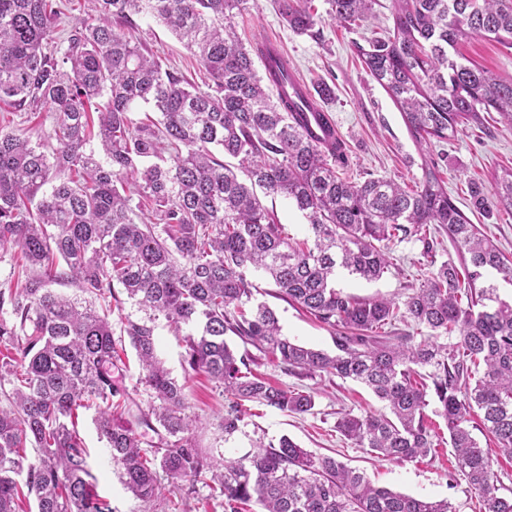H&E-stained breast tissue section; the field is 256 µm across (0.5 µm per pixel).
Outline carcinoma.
<instances>
[{
	"mask_svg": "<svg viewBox=\"0 0 512 512\" xmlns=\"http://www.w3.org/2000/svg\"><path fill=\"white\" fill-rule=\"evenodd\" d=\"M90 2L97 22L58 41L50 0H0V101L54 111L45 139L0 127V251L22 261L16 284L0 289V346L13 351L9 407H0V512H19L25 493L36 512H116L97 492L76 430L80 409L95 411L143 512L162 507L164 476L191 485L210 478L224 512L251 500L261 512H456L446 499L376 487L287 437L259 440L242 459L202 451L185 385L157 355L161 322L183 333L189 370L224 388V436L242 431L247 402L293 414L315 408L314 393L255 376L254 357L231 348L232 334L291 374L365 385L389 413H347L336 429L390 462L435 447L425 413L433 396L457 475L483 512H512L493 460L495 450L512 455V304L489 279L512 285V264L454 204L437 162L424 160L410 191L386 177H340L346 148L314 140L298 106L271 99L269 77L237 36L234 17L250 0ZM327 2L335 21L373 17L375 0ZM279 11L295 34L318 35L308 0H279ZM391 13L384 36L354 49L419 148L457 137L482 112L512 125V81L457 51L473 35L512 48V0H392ZM131 15L168 27L204 69V86L162 68L112 23ZM139 104L156 117L136 121ZM259 190L293 202L312 240L288 236ZM471 193L475 209L512 215V169ZM432 224L468 255L463 266L441 263L402 301L336 288L338 268L381 278L394 239L418 241L421 255L433 256ZM253 273L336 331V352L284 336L276 313L253 299ZM65 282L73 293L54 288ZM116 285L133 311L124 312ZM114 314L148 395L131 422ZM409 323L427 333L400 331ZM476 409L495 450L469 430Z\"/></svg>",
	"mask_w": 512,
	"mask_h": 512,
	"instance_id": "carcinoma-1",
	"label": "carcinoma"
}]
</instances>
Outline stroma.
I'll list each match as a JSON object with an SVG mask.
<instances>
[{"label":"stroma","mask_w":512,"mask_h":512,"mask_svg":"<svg viewBox=\"0 0 512 512\" xmlns=\"http://www.w3.org/2000/svg\"><path fill=\"white\" fill-rule=\"evenodd\" d=\"M373 26L343 25L327 16L326 0H311L321 16V35L311 38L296 35L281 18L276 0H257L255 5L236 15V30L245 45L266 39L280 43L297 77L309 88L329 86L332 94L323 106L337 122L347 145L348 164L343 174L360 182L368 177L394 179L401 186L414 188L422 177L425 157H432L446 182L456 206L490 237L512 261V218L485 215L475 211L470 187L478 183L492 187L503 170L512 168V127L501 122L497 113L486 112L481 123L469 124L454 139L432 142L420 151L409 135L398 108L376 82L354 52V43L392 26L390 0H379ZM122 30L162 66L200 85L206 80L203 69L181 42L153 19L134 15L122 22ZM467 59L487 70L512 80V49L475 36L460 46ZM0 124L19 133L48 135L52 129L51 109H18L0 102ZM391 267L384 276L368 282L340 272L336 286L358 298L403 297L408 288L419 285L430 268L421 255L420 244L392 242L388 246ZM255 298L276 312L284 336L290 340L328 352H335V333L305 315L300 309L278 298L275 287L265 278L253 276ZM158 354L173 377L186 386L189 413L198 428L196 440L203 451L230 458L252 453L256 440H278L286 436L318 456H331L363 471L372 484L394 491L434 500L445 499L457 512H476V499L466 483L452 477L454 463L450 444H443L426 459L396 464L378 459L363 448L354 447L336 429L345 413L361 414L383 410L384 405L369 390L348 379L333 375L297 377L284 373L276 360L259 356L252 370L273 383L315 395L313 413L296 415L259 403H247L245 426L241 433L225 438L219 427L224 414V392L204 376L185 371V344L182 337L158 330ZM77 430L90 450L89 464L97 479L100 494L108 497L118 512H139L141 503L128 492L112 468L106 443L100 439L93 414L81 412ZM165 498L178 502V512H224L205 482L195 485L166 479Z\"/></svg>","instance_id":"stroma-1"}]
</instances>
